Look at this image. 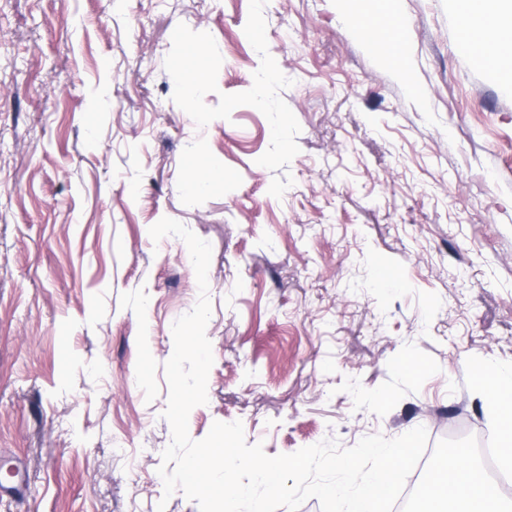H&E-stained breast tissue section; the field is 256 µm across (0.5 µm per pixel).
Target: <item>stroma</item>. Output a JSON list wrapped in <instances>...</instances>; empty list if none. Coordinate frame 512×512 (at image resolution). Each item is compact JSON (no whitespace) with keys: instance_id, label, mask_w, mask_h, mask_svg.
<instances>
[{"instance_id":"1","label":"stroma","mask_w":512,"mask_h":512,"mask_svg":"<svg viewBox=\"0 0 512 512\" xmlns=\"http://www.w3.org/2000/svg\"><path fill=\"white\" fill-rule=\"evenodd\" d=\"M357 0H0V512H199L158 468L172 324L212 247L214 363L192 439L241 421L496 447L478 367L512 365V75L456 0H400L405 70ZM205 78L193 110L170 68ZM231 177L189 196L187 165ZM393 272L379 280V265Z\"/></svg>"}]
</instances>
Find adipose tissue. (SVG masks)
I'll list each match as a JSON object with an SVG mask.
<instances>
[{
	"label": "adipose tissue",
	"mask_w": 512,
	"mask_h": 512,
	"mask_svg": "<svg viewBox=\"0 0 512 512\" xmlns=\"http://www.w3.org/2000/svg\"><path fill=\"white\" fill-rule=\"evenodd\" d=\"M462 34L490 71L512 62V0H457ZM352 20L366 37H381L388 50L383 57L397 63L393 49L401 41L395 0H377L375 7L357 12ZM495 427L501 468L512 471V368L486 367L475 378ZM416 512H512L493 489L486 472L471 460L467 449L437 462L420 494Z\"/></svg>",
	"instance_id": "obj_1"
}]
</instances>
